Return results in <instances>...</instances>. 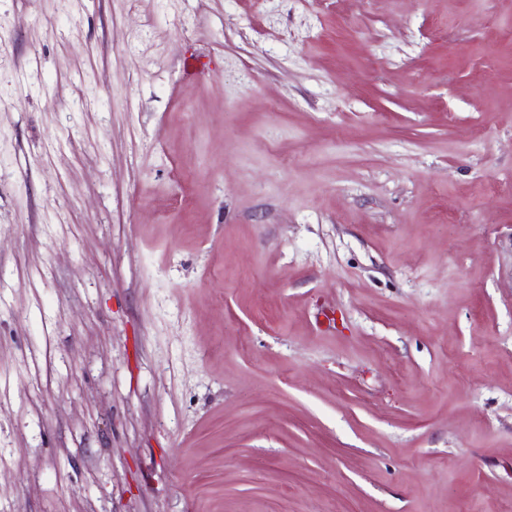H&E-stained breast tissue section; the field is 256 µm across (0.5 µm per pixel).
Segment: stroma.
Segmentation results:
<instances>
[{
	"label": "stroma",
	"instance_id": "35a3bbf8",
	"mask_svg": "<svg viewBox=\"0 0 512 512\" xmlns=\"http://www.w3.org/2000/svg\"><path fill=\"white\" fill-rule=\"evenodd\" d=\"M0 512H512V0H0Z\"/></svg>",
	"mask_w": 512,
	"mask_h": 512
}]
</instances>
